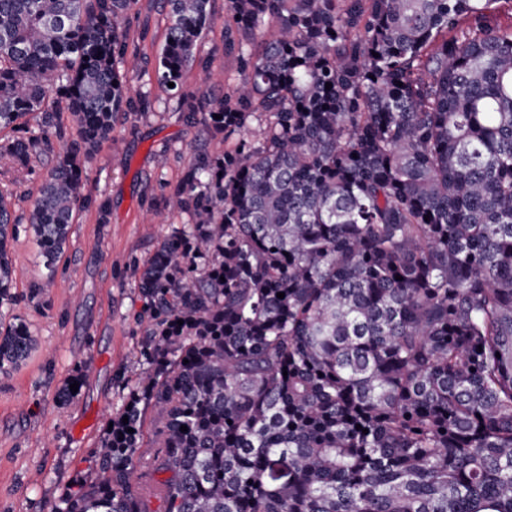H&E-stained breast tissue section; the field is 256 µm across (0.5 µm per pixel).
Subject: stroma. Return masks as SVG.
Listing matches in <instances>:
<instances>
[{"instance_id": "1", "label": "stroma", "mask_w": 512, "mask_h": 512, "mask_svg": "<svg viewBox=\"0 0 512 512\" xmlns=\"http://www.w3.org/2000/svg\"><path fill=\"white\" fill-rule=\"evenodd\" d=\"M154 112L117 124L122 155L102 149L88 189L108 199L111 215L80 212L58 263L57 283L24 307L38 346L19 369L0 374V512H51L55 502L97 468L94 448L121 405L120 376H134L142 299L135 264L150 257L171 225L189 214L147 220L150 199L180 180L198 146L223 153L225 143L179 121L176 102L154 89ZM14 291L26 297L45 269L31 235L10 246ZM88 360L92 371L67 406L58 391Z\"/></svg>"}]
</instances>
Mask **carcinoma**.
<instances>
[{
	"label": "carcinoma",
	"mask_w": 512,
	"mask_h": 512,
	"mask_svg": "<svg viewBox=\"0 0 512 512\" xmlns=\"http://www.w3.org/2000/svg\"><path fill=\"white\" fill-rule=\"evenodd\" d=\"M159 2L149 76L138 0H0V158L29 172L61 143L21 215L0 190L1 305L19 304L20 225L46 270L31 304L77 211L107 223L87 170L154 110L131 79L213 138L264 124L194 151L150 201L191 223L133 268L141 372L120 379L98 472L52 512H154L144 467L166 474L161 512H512V25L495 0H225L240 71L219 98L214 0ZM36 344L22 314L0 324V374ZM159 5L155 0H139L136 9L131 17L132 30L148 28L150 34H155L153 43L148 42L144 52L146 53L147 67L151 70L156 57L160 54L163 39V16L159 12Z\"/></svg>",
	"instance_id": "carcinoma-1"
}]
</instances>
